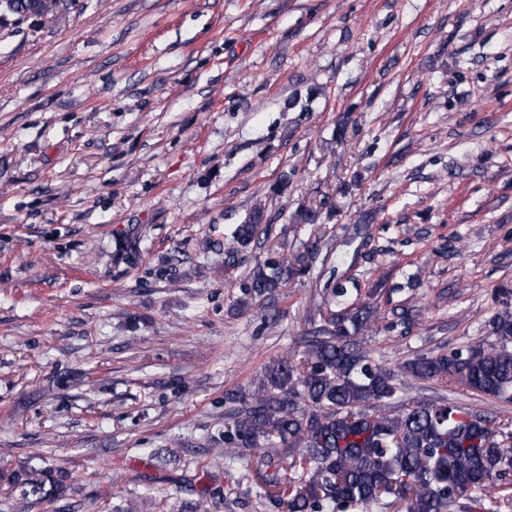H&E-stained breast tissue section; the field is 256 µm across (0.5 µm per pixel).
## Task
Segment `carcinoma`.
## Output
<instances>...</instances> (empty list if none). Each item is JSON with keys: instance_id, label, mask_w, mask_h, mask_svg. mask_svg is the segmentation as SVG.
Returning <instances> with one entry per match:
<instances>
[{"instance_id": "cac0c4a2", "label": "carcinoma", "mask_w": 512, "mask_h": 512, "mask_svg": "<svg viewBox=\"0 0 512 512\" xmlns=\"http://www.w3.org/2000/svg\"><path fill=\"white\" fill-rule=\"evenodd\" d=\"M8 12L39 16L42 0H5ZM263 212L237 225L233 237L246 247L259 237ZM295 273L283 262L252 272L251 307L284 287ZM500 307L486 324L492 344L445 354L418 355L394 371L375 362L364 336L376 329L371 302L332 310L324 326L304 340L299 358L282 355L264 367L254 388L227 395L224 447L213 458L234 461L257 450L262 482L283 488L288 512H499L491 495L497 479L512 473V448L498 437L490 410L462 408L445 397L404 401L402 379H448L496 400L512 402V291H500ZM0 481L28 487L42 498L64 496L63 481L49 470L0 471Z\"/></svg>"}]
</instances>
